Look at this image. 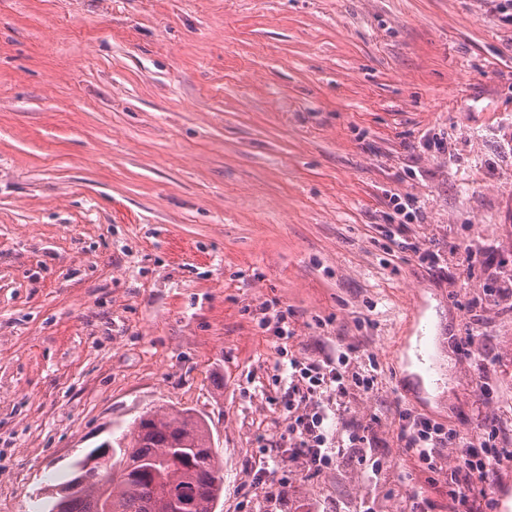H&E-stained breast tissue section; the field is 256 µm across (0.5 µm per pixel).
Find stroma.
<instances>
[{
    "instance_id": "stroma-1",
    "label": "stroma",
    "mask_w": 512,
    "mask_h": 512,
    "mask_svg": "<svg viewBox=\"0 0 512 512\" xmlns=\"http://www.w3.org/2000/svg\"><path fill=\"white\" fill-rule=\"evenodd\" d=\"M511 275L499 0H0V512L184 408L216 512H440L400 413L512 450ZM339 345L375 387L324 406L374 441L311 474L288 368Z\"/></svg>"
}]
</instances>
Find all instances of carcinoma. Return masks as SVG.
I'll return each instance as SVG.
<instances>
[{"instance_id": "carcinoma-1", "label": "carcinoma", "mask_w": 512, "mask_h": 512, "mask_svg": "<svg viewBox=\"0 0 512 512\" xmlns=\"http://www.w3.org/2000/svg\"><path fill=\"white\" fill-rule=\"evenodd\" d=\"M224 491L207 421L191 409L147 411L115 440L98 477L63 512H215Z\"/></svg>"}]
</instances>
